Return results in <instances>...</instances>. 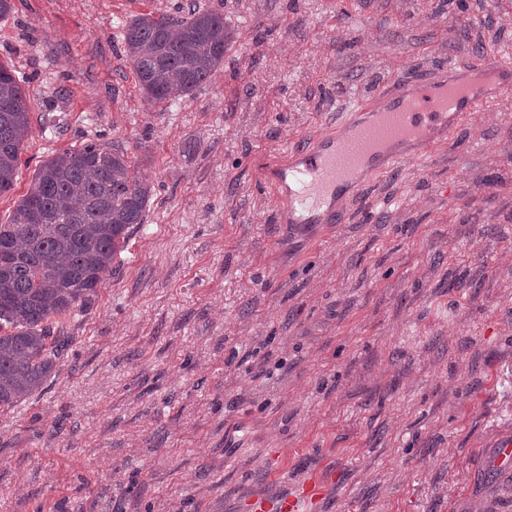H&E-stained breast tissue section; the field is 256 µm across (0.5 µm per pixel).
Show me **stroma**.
<instances>
[{
    "label": "stroma",
    "mask_w": 512,
    "mask_h": 512,
    "mask_svg": "<svg viewBox=\"0 0 512 512\" xmlns=\"http://www.w3.org/2000/svg\"><path fill=\"white\" fill-rule=\"evenodd\" d=\"M13 3L32 134L0 224L86 142L154 192L52 376L0 408V512H250L314 476L313 512H512V97L367 176L345 223H281L260 183L392 81L512 61V0ZM192 3L223 15L224 63L148 103L125 27Z\"/></svg>",
    "instance_id": "stroma-1"
}]
</instances>
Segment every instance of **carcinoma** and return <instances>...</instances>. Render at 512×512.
<instances>
[{
  "label": "carcinoma",
  "instance_id": "obj_1",
  "mask_svg": "<svg viewBox=\"0 0 512 512\" xmlns=\"http://www.w3.org/2000/svg\"><path fill=\"white\" fill-rule=\"evenodd\" d=\"M126 53L144 96H190L224 62V16L193 8L178 21L138 16ZM31 98L0 63V196L14 188L31 132ZM154 188L125 153L88 143L37 168L8 224H0V407L43 388L65 341L50 318L81 309L115 268L130 229L144 222Z\"/></svg>",
  "mask_w": 512,
  "mask_h": 512
}]
</instances>
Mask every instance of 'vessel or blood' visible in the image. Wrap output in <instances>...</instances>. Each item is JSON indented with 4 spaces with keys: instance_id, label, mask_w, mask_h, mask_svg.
<instances>
[{
    "instance_id": "b4317fda",
    "label": "vessel or blood",
    "mask_w": 512,
    "mask_h": 512,
    "mask_svg": "<svg viewBox=\"0 0 512 512\" xmlns=\"http://www.w3.org/2000/svg\"><path fill=\"white\" fill-rule=\"evenodd\" d=\"M448 70L457 82L451 108H443L433 95L438 77L417 74L392 84L384 107H374L367 99L358 101L355 115L346 122L344 138L321 137L303 151L267 162L275 186L287 190L290 199L282 223H318L338 193L355 188L358 173L388 172L391 164L378 153L379 145L415 131L419 147L428 149L434 133L453 131L467 112L512 95V62L485 57L449 64ZM321 494V482L308 480L276 497L254 495L249 505L251 512H310L311 503Z\"/></svg>"
}]
</instances>
